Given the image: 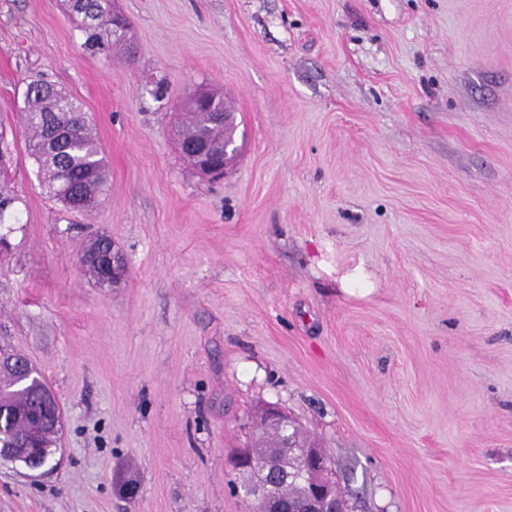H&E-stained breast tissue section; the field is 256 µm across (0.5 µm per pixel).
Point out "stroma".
Returning a JSON list of instances; mask_svg holds the SVG:
<instances>
[{
    "label": "stroma",
    "mask_w": 512,
    "mask_h": 512,
    "mask_svg": "<svg viewBox=\"0 0 512 512\" xmlns=\"http://www.w3.org/2000/svg\"><path fill=\"white\" fill-rule=\"evenodd\" d=\"M115 6L135 50L93 55L63 0H0V347L63 421L55 470L0 461V512H253L230 460L268 404L349 512H512V0ZM39 77L106 153L93 212L27 154ZM193 88L240 122L218 183L175 147ZM97 232L127 265L104 289ZM112 245V239L110 237L104 234L98 235L96 238H91L87 242L86 246L78 256V264L83 268L85 273L89 276L90 280H92L96 286L100 287V280L103 276H109L112 278V265L108 268V270L101 271L94 267L83 266L81 263V257L86 251L91 249H97L100 251H112Z\"/></svg>",
    "instance_id": "1"
}]
</instances>
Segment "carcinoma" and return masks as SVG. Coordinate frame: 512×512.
<instances>
[{
    "label": "carcinoma",
    "mask_w": 512,
    "mask_h": 512,
    "mask_svg": "<svg viewBox=\"0 0 512 512\" xmlns=\"http://www.w3.org/2000/svg\"><path fill=\"white\" fill-rule=\"evenodd\" d=\"M64 2L68 14L80 19L86 49L110 51L131 40L128 21L112 20V0ZM23 112L28 153L43 173L49 194L71 210H92L109 191L110 170L87 113L70 95L45 89L38 80L26 87ZM181 127L183 138L203 134L217 151H223L224 127L211 123V115L202 107L186 109ZM47 392L46 381L31 365L0 373V443L11 449L5 461L33 471L53 458L59 429L44 423L52 414ZM303 485V480L293 478L276 488L283 508L301 498Z\"/></svg>",
    "instance_id": "1"
}]
</instances>
